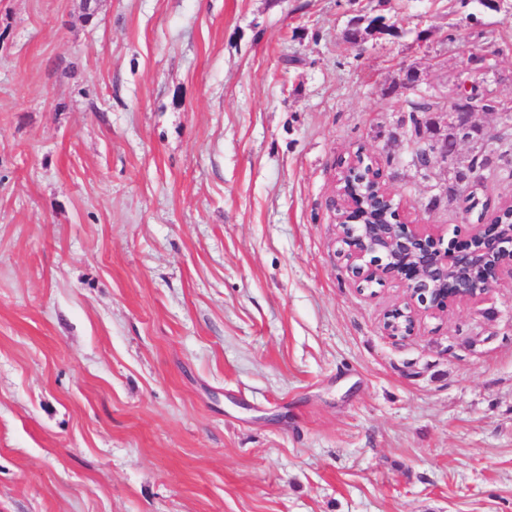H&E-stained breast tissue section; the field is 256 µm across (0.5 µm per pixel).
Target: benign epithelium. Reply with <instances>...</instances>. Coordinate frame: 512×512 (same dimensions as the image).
<instances>
[{
    "instance_id": "obj_1",
    "label": "benign epithelium",
    "mask_w": 512,
    "mask_h": 512,
    "mask_svg": "<svg viewBox=\"0 0 512 512\" xmlns=\"http://www.w3.org/2000/svg\"><path fill=\"white\" fill-rule=\"evenodd\" d=\"M460 105L455 120L461 131L473 124L474 107L469 93L457 94ZM367 177L351 158L339 181L337 198L331 206L341 212L340 238L346 247V271L355 281L381 283L399 279L406 283L408 299L403 306L392 309L385 328L392 336L406 338L414 335L422 313L450 307L458 302L476 299L495 285L504 271L512 275V232L503 233L496 220L485 223L486 214L478 212L481 200L476 195V179L469 175L464 190L469 201L466 215L477 214L476 232L469 236L466 246L457 248L452 241L440 248L442 237L432 224H404L399 219L398 204L388 186H383L368 206L364 192ZM370 219L355 230L350 228L351 214ZM373 260L366 262L365 257ZM488 259L495 261V279L481 281L474 277L478 266Z\"/></svg>"
}]
</instances>
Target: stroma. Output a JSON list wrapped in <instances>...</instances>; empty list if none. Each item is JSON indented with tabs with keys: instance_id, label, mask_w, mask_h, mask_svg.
Here are the masks:
<instances>
[{
	"instance_id": "35a3bbf8",
	"label": "stroma",
	"mask_w": 512,
	"mask_h": 512,
	"mask_svg": "<svg viewBox=\"0 0 512 512\" xmlns=\"http://www.w3.org/2000/svg\"><path fill=\"white\" fill-rule=\"evenodd\" d=\"M496 2L0 0V512H512V277L389 336L406 287L358 291L329 206L363 149L469 237L472 146L416 166L410 103L512 107ZM365 20L364 18H358L354 21L350 27L346 30L345 37L348 40L357 41L358 39H363V33L367 35H371L373 33L379 34H395L396 28L394 24H388L386 22V17L383 15H376L367 19V24L365 27L360 26V22Z\"/></svg>"
}]
</instances>
